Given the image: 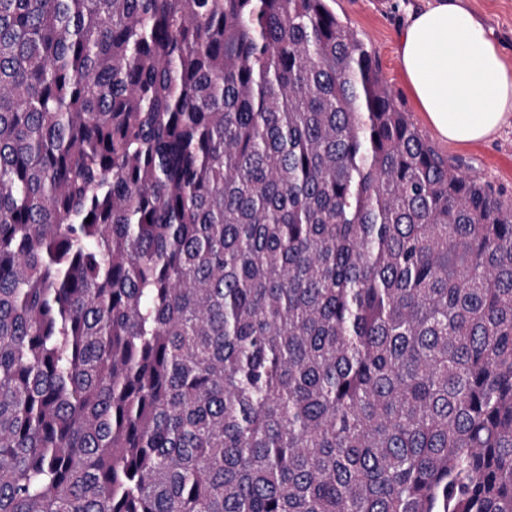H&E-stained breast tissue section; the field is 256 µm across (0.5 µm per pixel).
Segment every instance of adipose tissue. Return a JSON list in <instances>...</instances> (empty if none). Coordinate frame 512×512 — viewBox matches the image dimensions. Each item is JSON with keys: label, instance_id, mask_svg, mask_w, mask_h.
<instances>
[{"label": "adipose tissue", "instance_id": "adipose-tissue-1", "mask_svg": "<svg viewBox=\"0 0 512 512\" xmlns=\"http://www.w3.org/2000/svg\"><path fill=\"white\" fill-rule=\"evenodd\" d=\"M399 55L421 110L449 141L486 139L512 112V65L461 0H435L411 15Z\"/></svg>", "mask_w": 512, "mask_h": 512}]
</instances>
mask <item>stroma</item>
Returning a JSON list of instances; mask_svg holds the SVG:
<instances>
[{
    "label": "stroma",
    "mask_w": 512,
    "mask_h": 512,
    "mask_svg": "<svg viewBox=\"0 0 512 512\" xmlns=\"http://www.w3.org/2000/svg\"><path fill=\"white\" fill-rule=\"evenodd\" d=\"M426 2L334 0L332 8L372 51L384 80L434 147L460 164L464 171L489 183L495 190L512 195V113L507 114L500 129L488 139L468 144L451 142L433 128L407 86L398 35L410 14ZM464 4L491 31L504 58L512 62V0H464Z\"/></svg>",
    "instance_id": "stroma-1"
}]
</instances>
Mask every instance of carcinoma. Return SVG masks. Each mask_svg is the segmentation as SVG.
I'll return each mask as SVG.
<instances>
[{
	"mask_svg": "<svg viewBox=\"0 0 512 512\" xmlns=\"http://www.w3.org/2000/svg\"><path fill=\"white\" fill-rule=\"evenodd\" d=\"M333 0H0V512H512V197Z\"/></svg>",
	"mask_w": 512,
	"mask_h": 512,
	"instance_id": "1",
	"label": "carcinoma"
}]
</instances>
